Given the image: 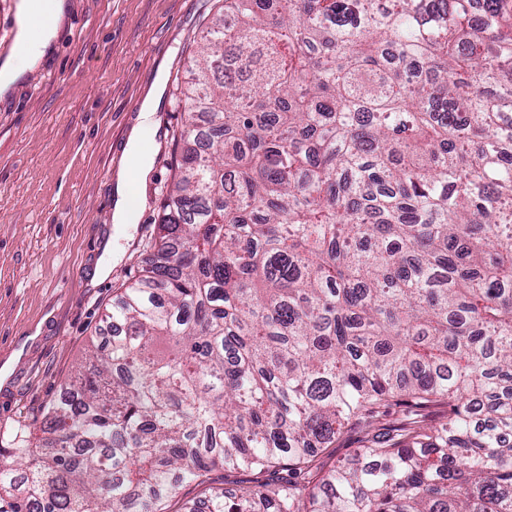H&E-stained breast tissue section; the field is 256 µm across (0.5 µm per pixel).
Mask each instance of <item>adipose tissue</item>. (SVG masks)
Here are the masks:
<instances>
[{
  "label": "adipose tissue",
  "mask_w": 512,
  "mask_h": 512,
  "mask_svg": "<svg viewBox=\"0 0 512 512\" xmlns=\"http://www.w3.org/2000/svg\"><path fill=\"white\" fill-rule=\"evenodd\" d=\"M68 10L66 0H18L14 45L10 53L0 59V97L8 95L51 51ZM165 83L164 74H157L141 103L139 120L129 132L127 151L133 165L121 168L116 174L113 223H132L136 211L145 209L148 203L152 156L143 149L141 137L147 130L155 134L160 131L156 113L162 103Z\"/></svg>",
  "instance_id": "obj_1"
}]
</instances>
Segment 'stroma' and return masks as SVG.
<instances>
[{
    "instance_id": "stroma-1",
    "label": "stroma",
    "mask_w": 512,
    "mask_h": 512,
    "mask_svg": "<svg viewBox=\"0 0 512 512\" xmlns=\"http://www.w3.org/2000/svg\"><path fill=\"white\" fill-rule=\"evenodd\" d=\"M41 64L0 98V430L28 425L42 442L43 410L82 366L119 289L149 253L163 189L174 175L185 115L178 85L217 0H68ZM148 207L132 232L112 222L113 176L157 73ZM124 252L91 284L106 241Z\"/></svg>"
}]
</instances>
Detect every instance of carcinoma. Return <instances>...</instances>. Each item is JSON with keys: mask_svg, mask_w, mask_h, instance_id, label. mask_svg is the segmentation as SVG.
Returning <instances> with one entry per match:
<instances>
[{"mask_svg": "<svg viewBox=\"0 0 512 512\" xmlns=\"http://www.w3.org/2000/svg\"><path fill=\"white\" fill-rule=\"evenodd\" d=\"M188 73L154 252L0 512L218 467L260 479L183 512H512V0H223ZM361 436L360 429L354 426L345 432L342 437L337 439L335 444L327 448L321 458L325 470L330 469L339 461L348 458L353 453L354 449L359 446Z\"/></svg>", "mask_w": 512, "mask_h": 512, "instance_id": "carcinoma-1", "label": "carcinoma"}]
</instances>
